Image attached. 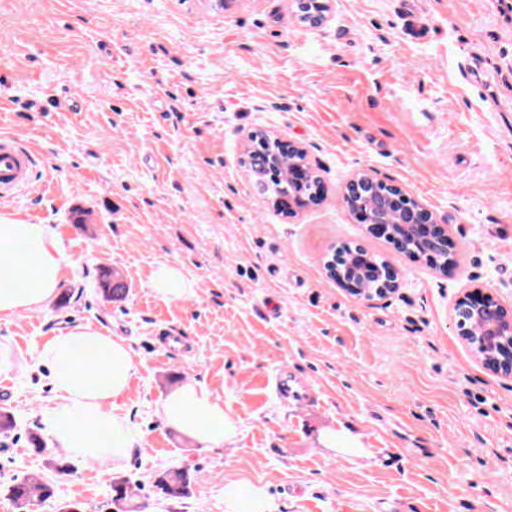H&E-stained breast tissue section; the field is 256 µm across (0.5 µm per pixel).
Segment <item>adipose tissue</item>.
Returning <instances> with one entry per match:
<instances>
[{"label": "adipose tissue", "mask_w": 512, "mask_h": 512, "mask_svg": "<svg viewBox=\"0 0 512 512\" xmlns=\"http://www.w3.org/2000/svg\"><path fill=\"white\" fill-rule=\"evenodd\" d=\"M61 274L59 241L47 225L0 216V319L44 306L54 296ZM44 355L56 402L43 422L57 445L99 461L102 433L108 429L113 454H128L137 438L115 415L135 369L125 339L78 325L52 339ZM159 414L167 424L216 448L236 430L220 397L196 383L173 390Z\"/></svg>", "instance_id": "obj_1"}]
</instances>
